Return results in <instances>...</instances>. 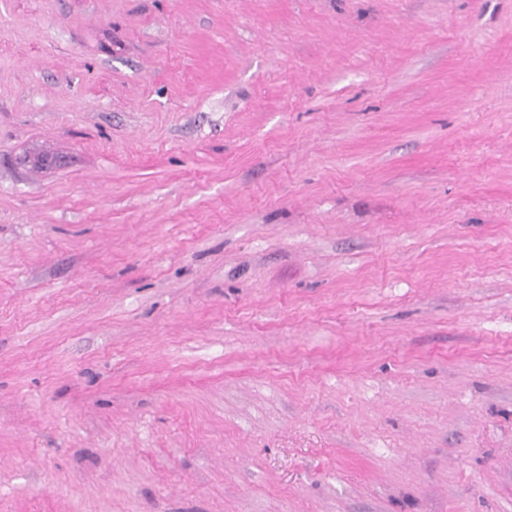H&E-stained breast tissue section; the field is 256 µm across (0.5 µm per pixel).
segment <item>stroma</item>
<instances>
[{"label": "stroma", "instance_id": "obj_1", "mask_svg": "<svg viewBox=\"0 0 512 512\" xmlns=\"http://www.w3.org/2000/svg\"><path fill=\"white\" fill-rule=\"evenodd\" d=\"M0 512H512V0H0Z\"/></svg>", "mask_w": 512, "mask_h": 512}]
</instances>
